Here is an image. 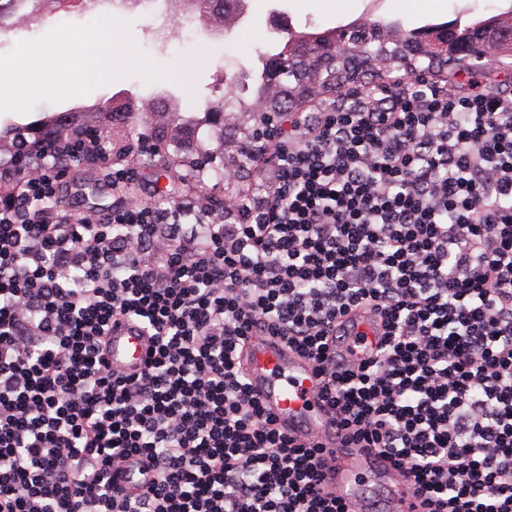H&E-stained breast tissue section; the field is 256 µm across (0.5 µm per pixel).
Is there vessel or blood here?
Returning a JSON list of instances; mask_svg holds the SVG:
<instances>
[{"label": "vessel or blood", "instance_id": "b4317fda", "mask_svg": "<svg viewBox=\"0 0 512 512\" xmlns=\"http://www.w3.org/2000/svg\"><path fill=\"white\" fill-rule=\"evenodd\" d=\"M106 341L113 363L128 371L142 368L148 340L138 326L124 324ZM244 353L250 387L278 426L302 438H315L333 450L334 483L340 495L358 507H366L367 500L355 481L361 473L367 483L384 492L387 512H410L413 498L396 470L374 460L368 452L343 450L332 414L317 394L318 379L308 362L264 338L250 340Z\"/></svg>", "mask_w": 512, "mask_h": 512}]
</instances>
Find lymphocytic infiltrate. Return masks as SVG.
Segmentation results:
<instances>
[{"instance_id":"f902f5d3","label":"lymphocytic infiltrate","mask_w":512,"mask_h":512,"mask_svg":"<svg viewBox=\"0 0 512 512\" xmlns=\"http://www.w3.org/2000/svg\"><path fill=\"white\" fill-rule=\"evenodd\" d=\"M0 156V512H350L253 394L255 336L310 361L338 429L420 512H512V93L422 76L291 112L222 212L82 215L59 161ZM152 351L113 365V323ZM375 325L374 348L352 345Z\"/></svg>"}]
</instances>
